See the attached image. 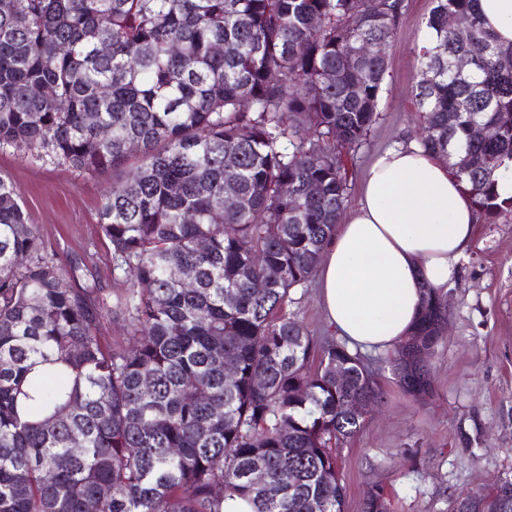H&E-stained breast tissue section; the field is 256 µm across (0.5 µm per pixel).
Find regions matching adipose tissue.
<instances>
[{"mask_svg": "<svg viewBox=\"0 0 512 512\" xmlns=\"http://www.w3.org/2000/svg\"><path fill=\"white\" fill-rule=\"evenodd\" d=\"M476 221L447 164L422 146L382 154L321 256L329 324L350 347L392 350L414 330L424 289L443 291L455 277Z\"/></svg>", "mask_w": 512, "mask_h": 512, "instance_id": "adipose-tissue-1", "label": "adipose tissue"}]
</instances>
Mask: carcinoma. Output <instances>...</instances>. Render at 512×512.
Here are the masks:
<instances>
[{"instance_id": "obj_1", "label": "carcinoma", "mask_w": 512, "mask_h": 512, "mask_svg": "<svg viewBox=\"0 0 512 512\" xmlns=\"http://www.w3.org/2000/svg\"><path fill=\"white\" fill-rule=\"evenodd\" d=\"M477 2L433 0L415 99L419 143L495 224L512 214L497 192L512 174V44ZM402 8L0 0V150L112 173L100 228L130 282L128 345L114 348L101 289L57 261L0 175V512H225L236 498L250 512H344L329 444L361 427L347 403L375 405L379 389L360 353L317 341L284 305L340 223L342 156L380 120ZM452 15L469 19L468 39ZM422 307L393 371L418 400L448 315L429 290ZM362 512H390L383 488ZM453 512H512V477Z\"/></svg>"}]
</instances>
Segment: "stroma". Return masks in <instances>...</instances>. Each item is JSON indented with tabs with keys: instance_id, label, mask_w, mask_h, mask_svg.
<instances>
[{
	"instance_id": "35a3bbf8",
	"label": "stroma",
	"mask_w": 512,
	"mask_h": 512,
	"mask_svg": "<svg viewBox=\"0 0 512 512\" xmlns=\"http://www.w3.org/2000/svg\"><path fill=\"white\" fill-rule=\"evenodd\" d=\"M431 7L432 0H404L388 52L381 119L369 145L343 158L347 209L358 205L375 160L420 136L413 87ZM0 175L15 184L48 248L61 261L76 262L79 280L96 282L109 302H117L125 277L98 224L111 175H78L10 150L0 151ZM444 295L448 322L431 361L434 393L426 403L400 391L390 355L363 354L383 398L360 431L336 445L345 512H362L364 495L374 486L388 493L391 512H452L458 495L512 475V222L477 225L473 246ZM285 310L318 341L336 339L317 283L294 290Z\"/></svg>"
}]
</instances>
